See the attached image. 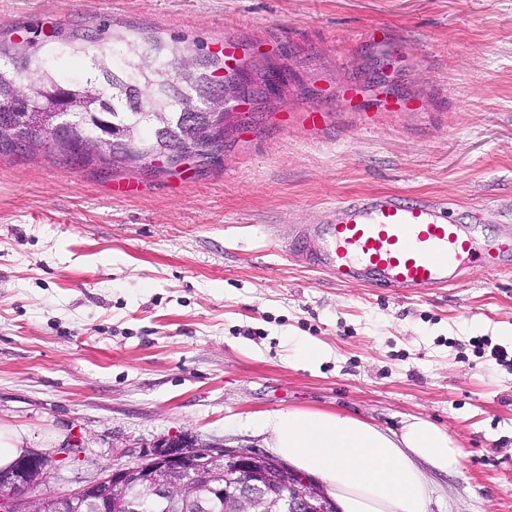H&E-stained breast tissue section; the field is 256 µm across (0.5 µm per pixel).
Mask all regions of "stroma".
I'll use <instances>...</instances> for the list:
<instances>
[{"label": "stroma", "mask_w": 512, "mask_h": 512, "mask_svg": "<svg viewBox=\"0 0 512 512\" xmlns=\"http://www.w3.org/2000/svg\"><path fill=\"white\" fill-rule=\"evenodd\" d=\"M152 32L234 41L287 86L230 110L223 153L176 175L0 155V423L50 458L46 492L181 433L264 452L249 417L307 408L428 419L464 451L429 473V512H512V365L492 354L512 350V270L368 288L283 244L378 191L491 238L512 225V0H0V42L118 52Z\"/></svg>", "instance_id": "1"}]
</instances>
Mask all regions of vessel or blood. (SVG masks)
<instances>
[{"mask_svg": "<svg viewBox=\"0 0 512 512\" xmlns=\"http://www.w3.org/2000/svg\"><path fill=\"white\" fill-rule=\"evenodd\" d=\"M336 210V220L296 233L290 249L340 282L418 293L453 285L470 263L495 272L512 263V243L481 239L478 225L456 223L446 205L428 198L372 193Z\"/></svg>", "mask_w": 512, "mask_h": 512, "instance_id": "obj_1", "label": "vessel or blood"}]
</instances>
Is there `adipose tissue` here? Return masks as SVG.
<instances>
[{"mask_svg":"<svg viewBox=\"0 0 512 512\" xmlns=\"http://www.w3.org/2000/svg\"><path fill=\"white\" fill-rule=\"evenodd\" d=\"M253 424L281 457L320 477L341 512H427L426 469L445 472L464 457L446 430L421 417L385 432L351 415L293 408Z\"/></svg>","mask_w":512,"mask_h":512,"instance_id":"1","label":"adipose tissue"}]
</instances>
